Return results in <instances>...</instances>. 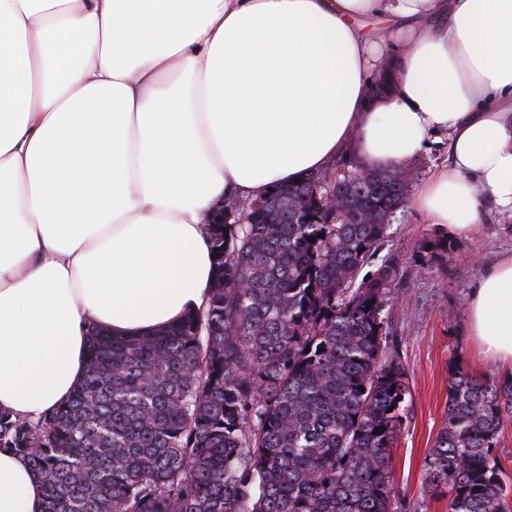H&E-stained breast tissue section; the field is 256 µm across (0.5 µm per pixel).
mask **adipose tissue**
I'll use <instances>...</instances> for the list:
<instances>
[{"mask_svg":"<svg viewBox=\"0 0 512 512\" xmlns=\"http://www.w3.org/2000/svg\"><path fill=\"white\" fill-rule=\"evenodd\" d=\"M431 134L451 162L417 191L430 223L461 236L486 207L512 212V0H0V411L63 405L89 326L147 336L198 309L218 201L354 147L410 161ZM466 310L512 373V255ZM43 510L41 480L0 448V512Z\"/></svg>","mask_w":512,"mask_h":512,"instance_id":"adipose-tissue-1","label":"adipose tissue"}]
</instances>
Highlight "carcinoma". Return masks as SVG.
Here are the masks:
<instances>
[{"mask_svg": "<svg viewBox=\"0 0 512 512\" xmlns=\"http://www.w3.org/2000/svg\"><path fill=\"white\" fill-rule=\"evenodd\" d=\"M335 166L224 205L201 309L151 336L91 329L66 404L0 412V448L28 460L45 512H393L407 386L387 355L394 267L379 251L406 187L394 168L333 181ZM329 184L333 220L316 201ZM511 415L512 377L451 372L424 458L448 512H509L495 448Z\"/></svg>", "mask_w": 512, "mask_h": 512, "instance_id": "cac0c4a2", "label": "carcinoma"}]
</instances>
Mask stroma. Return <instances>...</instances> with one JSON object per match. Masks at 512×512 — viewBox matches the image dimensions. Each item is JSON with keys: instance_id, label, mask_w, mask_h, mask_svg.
Listing matches in <instances>:
<instances>
[{"instance_id": "obj_1", "label": "stroma", "mask_w": 512, "mask_h": 512, "mask_svg": "<svg viewBox=\"0 0 512 512\" xmlns=\"http://www.w3.org/2000/svg\"><path fill=\"white\" fill-rule=\"evenodd\" d=\"M449 161L448 143L430 140L418 158L402 163L409 192ZM382 255L396 275L383 315L406 373L408 394L391 467L394 512H448V492L425 489L424 457L444 422L453 367L478 378H501L483 361L469 332L466 300L484 269L512 254V213L489 209L470 237L450 236L428 220L413 201L396 211Z\"/></svg>"}]
</instances>
